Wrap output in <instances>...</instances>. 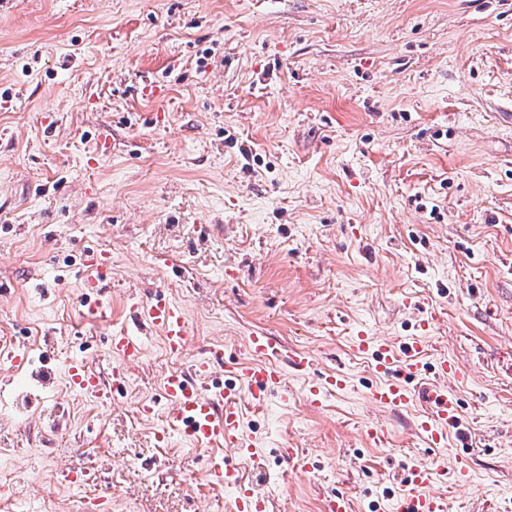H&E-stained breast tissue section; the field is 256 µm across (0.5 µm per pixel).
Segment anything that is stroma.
<instances>
[{
    "label": "stroma",
    "instance_id": "1",
    "mask_svg": "<svg viewBox=\"0 0 512 512\" xmlns=\"http://www.w3.org/2000/svg\"><path fill=\"white\" fill-rule=\"evenodd\" d=\"M86 250L110 254V292L83 291ZM159 286L186 311L185 355L144 331L111 403L75 393L68 363L110 383V336ZM360 330L426 335L425 378L444 355L466 368L448 384L447 448L416 433L419 404L369 401L374 356L348 349ZM256 331L314 359L288 372L287 400L244 405L254 460L223 451L270 512H323L336 493L351 512H395L418 467L448 512H512V0H0L14 512H232L210 449L170 430L160 386L220 345L210 386L246 395ZM330 373L346 387L310 406ZM283 448L309 471L288 470ZM458 453L462 486L448 478ZM63 468L93 486L50 482Z\"/></svg>",
    "mask_w": 512,
    "mask_h": 512
}]
</instances>
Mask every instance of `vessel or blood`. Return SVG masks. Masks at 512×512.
<instances>
[{
    "label": "vessel or blood",
    "instance_id": "obj_1",
    "mask_svg": "<svg viewBox=\"0 0 512 512\" xmlns=\"http://www.w3.org/2000/svg\"><path fill=\"white\" fill-rule=\"evenodd\" d=\"M85 264L93 271L84 281L86 290L101 293L112 281L111 268L103 267L95 252L85 254ZM137 320L143 325L158 330L170 355H181L189 336V322L182 306L157 293L138 302L135 310ZM113 355L125 363L139 360L142 340L131 333L123 332L110 339ZM246 348L250 354L241 365V380L248 391L251 405L259 407L266 403L273 392L287 393L285 373L278 364L279 344L265 333L249 336ZM428 348L425 337L413 338L405 346L381 341L360 332L352 336L349 349L360 355L374 351V371L380 380L370 389L369 399L373 405L399 410L414 399L411 379L423 370L422 358ZM224 363V349L214 346L192 365L190 371H169L162 379V392L166 399L167 419L170 424L190 438L196 446L207 447L219 444L238 449L242 455H250L242 432V408L237 394L228 393L208 385V379L217 366ZM68 374L73 388L89 393L102 401L112 399L111 388L103 387L84 361H73ZM463 377L462 367L453 360L440 358L435 381L427 388L425 399L431 405L429 412L420 417L417 428L433 448L448 445V430L457 421V403L451 396L446 382ZM210 472L218 482L234 488V512H269L266 496L258 494L254 486L244 483L237 468L225 465L224 457L212 455ZM425 474L414 469L398 501L396 512H447L448 503L440 494L424 490Z\"/></svg>",
    "mask_w": 512,
    "mask_h": 512
}]
</instances>
